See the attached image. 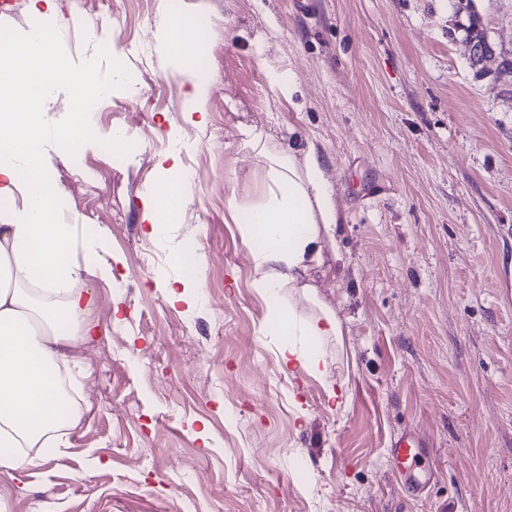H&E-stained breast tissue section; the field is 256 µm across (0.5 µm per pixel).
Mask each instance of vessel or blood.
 <instances>
[{"mask_svg": "<svg viewBox=\"0 0 512 512\" xmlns=\"http://www.w3.org/2000/svg\"><path fill=\"white\" fill-rule=\"evenodd\" d=\"M387 457L391 469L402 477L404 489L413 496H422L437 479L436 460L415 429L404 428L394 433Z\"/></svg>", "mask_w": 512, "mask_h": 512, "instance_id": "obj_1", "label": "vessel or blood"}]
</instances>
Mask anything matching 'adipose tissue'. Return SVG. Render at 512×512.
I'll use <instances>...</instances> for the list:
<instances>
[{
    "label": "adipose tissue",
    "instance_id": "ef3b65f1",
    "mask_svg": "<svg viewBox=\"0 0 512 512\" xmlns=\"http://www.w3.org/2000/svg\"><path fill=\"white\" fill-rule=\"evenodd\" d=\"M155 28L161 49L190 85L186 114L204 112L212 82L204 72L201 15L186 7L175 16L163 7ZM70 77L68 59L59 48L28 38L0 58V91L26 106L22 112L0 113V149L5 152L0 196L10 200L15 191L23 193L20 212L0 221V472L6 474L39 466L46 449L68 447L69 433L81 417L61 380L74 366L71 350L92 334L93 301L83 288L85 268L67 259L76 227L61 218L55 190L38 174L47 146L74 152L93 145L109 152L122 141L101 136L86 123L57 129L41 125L46 88L66 86ZM245 136V147L264 165L257 197L243 208L250 227L262 235L254 286L286 337L283 361L320 374L325 369L322 352H298L291 338L338 336L341 322L330 313L303 325L293 317L281 318L279 291L299 287L302 274L319 262L323 243L333 237L337 208L315 148L300 158L292 150H269L259 132L249 129ZM156 169L159 177L143 213L154 234L177 221L179 149L164 154Z\"/></svg>",
    "mask_w": 512,
    "mask_h": 512
}]
</instances>
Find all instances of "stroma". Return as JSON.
<instances>
[{"label": "stroma", "instance_id": "1", "mask_svg": "<svg viewBox=\"0 0 512 512\" xmlns=\"http://www.w3.org/2000/svg\"><path fill=\"white\" fill-rule=\"evenodd\" d=\"M208 26L203 54L223 96L204 124L185 118L189 86L156 46L160 0H112L111 14L30 0L0 32L67 33L73 70L112 79L125 53L140 89L82 118L129 127L120 166L87 147L47 148L43 172L77 226L72 262L95 275L97 336L75 350L83 412L65 454L0 474L8 512H512V0H187ZM477 14L496 49L470 65L462 27ZM295 83L284 97L268 66ZM48 127L74 125L58 90ZM274 151L315 147L338 207L335 238L306 275L312 296L281 291L308 319L328 311L340 337H298L327 361L317 377L280 358L253 281L251 243L230 200L257 190ZM183 144L177 223L142 220L156 163ZM182 251L204 267L190 302L170 303ZM410 426L439 479L412 500L391 475L387 440Z\"/></svg>", "mask_w": 512, "mask_h": 512}]
</instances>
